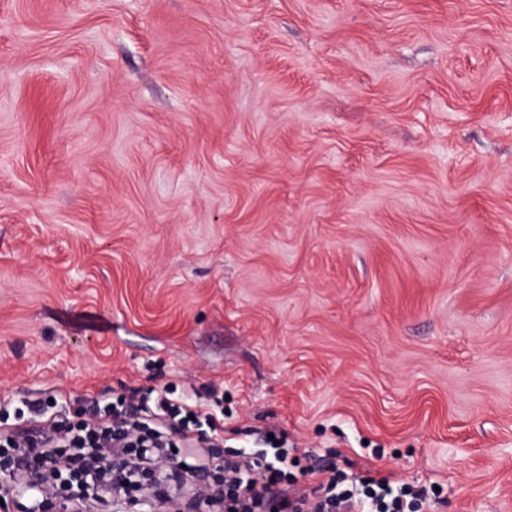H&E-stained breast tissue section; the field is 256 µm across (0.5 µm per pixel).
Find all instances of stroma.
Segmentation results:
<instances>
[{
  "mask_svg": "<svg viewBox=\"0 0 512 512\" xmlns=\"http://www.w3.org/2000/svg\"><path fill=\"white\" fill-rule=\"evenodd\" d=\"M211 387L512 512V0H0V401Z\"/></svg>",
  "mask_w": 512,
  "mask_h": 512,
  "instance_id": "obj_1",
  "label": "stroma"
}]
</instances>
